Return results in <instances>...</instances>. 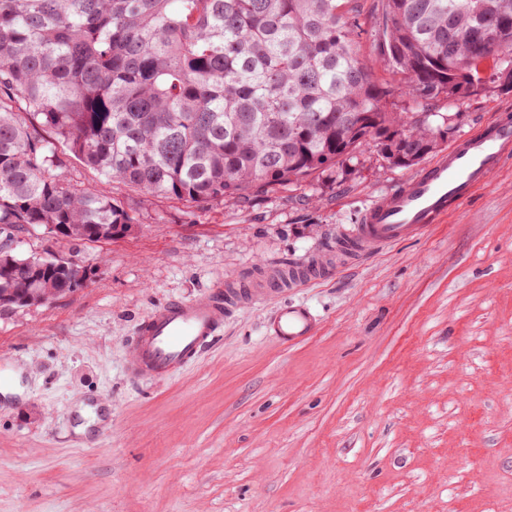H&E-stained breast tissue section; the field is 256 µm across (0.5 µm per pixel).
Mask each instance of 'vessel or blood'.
<instances>
[{"instance_id": "b4317fda", "label": "vessel or blood", "mask_w": 512, "mask_h": 512, "mask_svg": "<svg viewBox=\"0 0 512 512\" xmlns=\"http://www.w3.org/2000/svg\"><path fill=\"white\" fill-rule=\"evenodd\" d=\"M512 154V120L501 118L482 133L452 144L396 189L371 200L352 231L334 249L290 263L264 265L259 277L225 278L223 285L199 298L171 300L140 322L128 370L133 377L162 379L194 362L220 336L224 319L241 307L327 277L334 269L369 252L423 235L448 213L488 186L505 157ZM317 318L303 303L279 307L268 332L286 348L314 335Z\"/></svg>"}]
</instances>
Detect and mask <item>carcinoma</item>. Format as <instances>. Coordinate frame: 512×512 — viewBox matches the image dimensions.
Wrapping results in <instances>:
<instances>
[{
	"label": "carcinoma",
	"mask_w": 512,
	"mask_h": 512,
	"mask_svg": "<svg viewBox=\"0 0 512 512\" xmlns=\"http://www.w3.org/2000/svg\"><path fill=\"white\" fill-rule=\"evenodd\" d=\"M0 0V226L70 242L130 232L112 196L73 183V157L107 181L186 203L244 199L344 166L374 143L397 168L451 130L429 102L512 87V0ZM367 34L420 112H389L361 53ZM0 237V300L71 288Z\"/></svg>",
	"instance_id": "obj_1"
}]
</instances>
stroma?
Returning <instances> with one entry per match:
<instances>
[{"mask_svg": "<svg viewBox=\"0 0 512 512\" xmlns=\"http://www.w3.org/2000/svg\"><path fill=\"white\" fill-rule=\"evenodd\" d=\"M430 109L453 113L449 146L512 113V89ZM416 173L369 144L341 170L195 206L69 160L136 223L102 243L22 236V254L91 277L0 311V512H512V161L424 235L236 310L191 366L127 374L157 306L325 253ZM294 302L319 322L285 348L266 325Z\"/></svg>", "mask_w": 512, "mask_h": 512, "instance_id": "stroma-1", "label": "stroma"}]
</instances>
